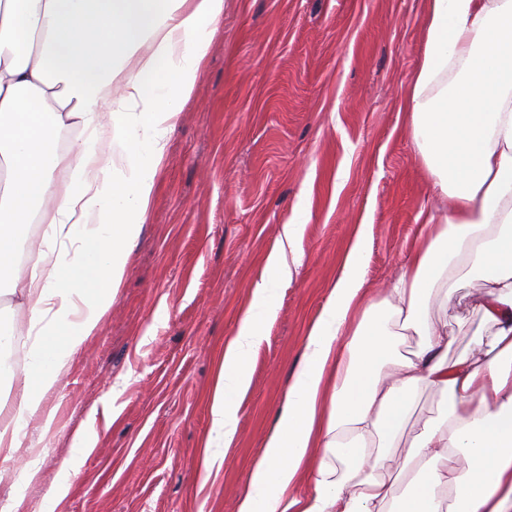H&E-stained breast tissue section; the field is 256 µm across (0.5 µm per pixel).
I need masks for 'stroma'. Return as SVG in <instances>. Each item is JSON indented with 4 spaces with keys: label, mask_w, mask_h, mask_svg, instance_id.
<instances>
[{
    "label": "stroma",
    "mask_w": 512,
    "mask_h": 512,
    "mask_svg": "<svg viewBox=\"0 0 512 512\" xmlns=\"http://www.w3.org/2000/svg\"><path fill=\"white\" fill-rule=\"evenodd\" d=\"M426 0H224L202 75L179 115L112 307L57 390L34 481L0 461V512L22 493L44 512H236L252 464L329 296L356 225L369 227L365 288L385 296L429 227L439 193L414 143L405 98L425 41ZM304 213L301 266L247 363L235 441L206 472L203 443L224 342L252 284ZM461 276L448 307L449 357L484 331ZM92 422L76 448L75 431Z\"/></svg>",
    "instance_id": "stroma-1"
}]
</instances>
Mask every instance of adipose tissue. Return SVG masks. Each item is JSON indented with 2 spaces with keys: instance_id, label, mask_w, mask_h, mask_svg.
Segmentation results:
<instances>
[{
  "instance_id": "obj_1",
  "label": "adipose tissue",
  "mask_w": 512,
  "mask_h": 512,
  "mask_svg": "<svg viewBox=\"0 0 512 512\" xmlns=\"http://www.w3.org/2000/svg\"><path fill=\"white\" fill-rule=\"evenodd\" d=\"M223 16L224 0H0V287L28 311L23 331L0 320V353L26 350L0 460L25 457V481L40 451L23 441L53 430L46 397L112 307ZM424 27L406 110L448 216L377 302L358 226L236 512H512V0H427ZM68 126L82 135L62 149ZM62 170L70 180H56ZM33 222L50 232L23 275L17 245ZM301 227L283 226L288 249L268 255L224 345L206 469L235 439L247 358L278 283L302 261ZM460 270L483 282L487 331L452 359ZM408 336L416 347L404 353ZM431 392L441 400L410 444L401 494L392 450Z\"/></svg>"
}]
</instances>
